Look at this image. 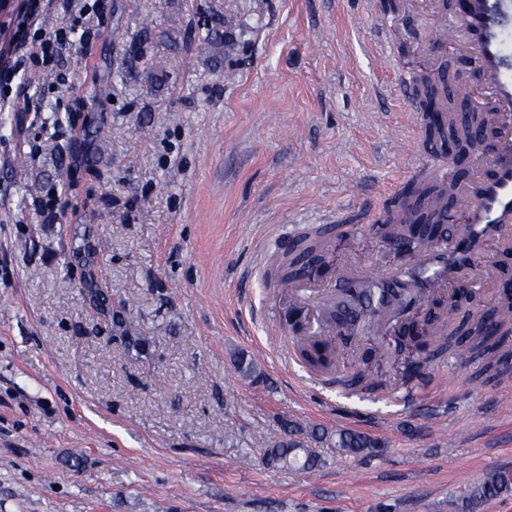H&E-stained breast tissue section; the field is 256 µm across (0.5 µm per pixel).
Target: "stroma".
Wrapping results in <instances>:
<instances>
[{"instance_id": "35a3bbf8", "label": "stroma", "mask_w": 512, "mask_h": 512, "mask_svg": "<svg viewBox=\"0 0 512 512\" xmlns=\"http://www.w3.org/2000/svg\"><path fill=\"white\" fill-rule=\"evenodd\" d=\"M387 2L100 0L91 36L0 100V512L512 501V482L468 498L512 473V369L479 384L432 358L404 410L298 381L255 316L286 300L258 262L272 232L360 223L370 189L425 175L429 152L390 149L426 136L396 75L483 89L458 52L430 51L453 0ZM193 29L211 32L206 51ZM333 258L392 263L368 233L337 239ZM293 424L324 432L317 466L269 462ZM340 429L370 448L341 452Z\"/></svg>"}]
</instances>
